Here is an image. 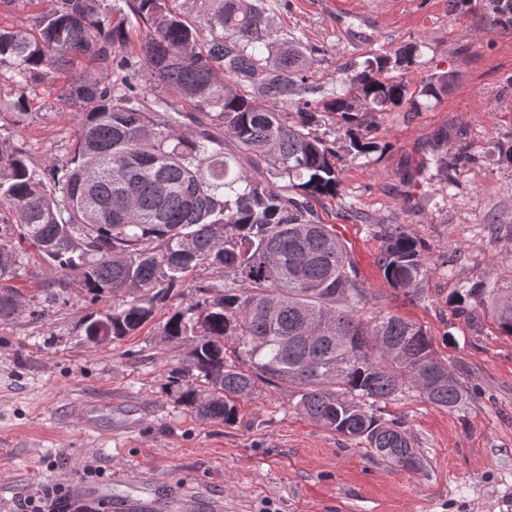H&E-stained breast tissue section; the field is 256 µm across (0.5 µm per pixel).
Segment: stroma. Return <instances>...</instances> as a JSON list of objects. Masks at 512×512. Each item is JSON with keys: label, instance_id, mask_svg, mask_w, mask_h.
<instances>
[{"label": "stroma", "instance_id": "obj_1", "mask_svg": "<svg viewBox=\"0 0 512 512\" xmlns=\"http://www.w3.org/2000/svg\"><path fill=\"white\" fill-rule=\"evenodd\" d=\"M275 29L316 49L313 80L335 87L337 69L422 44L415 61L392 64L419 96L370 113L377 152L354 156L333 132L341 192L317 211L346 240L368 291L362 317L399 315L425 330L439 358L465 370L464 409L435 408L417 394L382 406L417 444L404 469L297 414L290 385L259 384L238 402L237 423L206 420L177 405L164 384L190 347L164 333L167 319L196 299L160 304L133 336L95 343L85 334L91 304L58 294L57 274L38 258L21 265L16 314L0 319V512H21L36 487L72 490V512H113L136 494L123 474L154 481L158 498L181 491L196 512H512V336L487 316L455 315L467 281L512 289V14L494 0H269ZM453 79L437 97L420 90L432 74ZM53 80L0 77V136L25 146L38 168L69 156L76 116ZM24 113H16L17 101ZM445 137L448 173L432 163ZM469 160L460 163L459 152ZM400 224L428 247L421 297L408 301L377 266L383 227ZM92 467L83 476V467ZM99 489L86 500L80 485Z\"/></svg>", "mask_w": 512, "mask_h": 512}]
</instances>
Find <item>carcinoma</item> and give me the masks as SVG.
Masks as SVG:
<instances>
[{
  "mask_svg": "<svg viewBox=\"0 0 512 512\" xmlns=\"http://www.w3.org/2000/svg\"><path fill=\"white\" fill-rule=\"evenodd\" d=\"M122 2L109 21L104 0H56L35 17L37 37L0 26V68L24 82L58 75L79 116L73 155L47 180L25 147L0 138V318L20 301L10 281L22 243L92 305L130 295L88 316L92 341L131 335L193 268L218 266L222 278L193 285L198 300L165 324L166 336L191 346L167 376L174 402L229 425L256 382L280 380L294 386L296 413L395 466L417 465L415 443L401 422L378 415V403L414 390L458 411L467 400L460 368L439 359L415 323L363 320L364 281L316 211L341 186L330 125L367 156L379 143L360 109L414 110L415 97L385 75L381 56L340 68L336 87L314 83L316 48L278 35L267 0H214L207 43L176 0ZM133 19L146 29L136 58ZM79 58L96 72L75 71ZM448 80L432 75L421 95L438 96ZM383 237L384 278L420 298L425 243L400 224ZM460 299L482 303L512 335V292L467 282ZM427 371L443 381L419 386Z\"/></svg>",
  "mask_w": 512,
  "mask_h": 512,
  "instance_id": "1",
  "label": "carcinoma"
}]
</instances>
